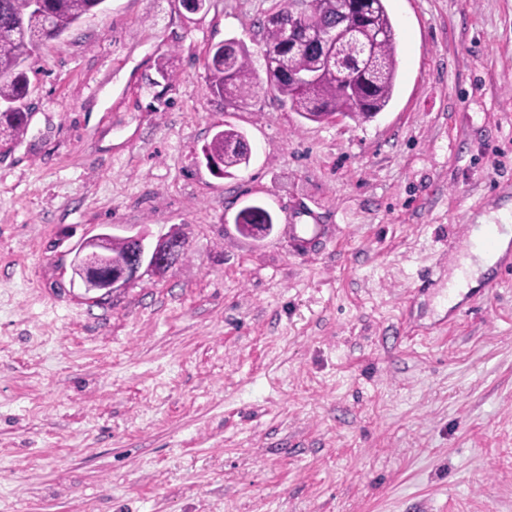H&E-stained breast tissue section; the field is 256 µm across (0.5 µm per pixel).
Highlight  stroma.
Instances as JSON below:
<instances>
[{"label": "stroma", "mask_w": 512, "mask_h": 512, "mask_svg": "<svg viewBox=\"0 0 512 512\" xmlns=\"http://www.w3.org/2000/svg\"><path fill=\"white\" fill-rule=\"evenodd\" d=\"M275 3L106 0L28 59L0 152V512H512V277L439 302L461 225H512V0H388L393 98L329 123L208 92L209 48L256 49ZM224 125L251 147L232 178L202 153ZM104 224L180 228L187 256L95 300L71 261ZM292 224L320 246L295 256ZM263 216V220L258 224L259 227H264V224H274V217L269 210L262 204L254 202L242 208L235 216L234 224L238 232L244 237L253 236L252 224H257L256 216ZM289 228L296 251L303 250L308 244L321 238V228L318 224H292Z\"/></svg>", "instance_id": "stroma-1"}]
</instances>
